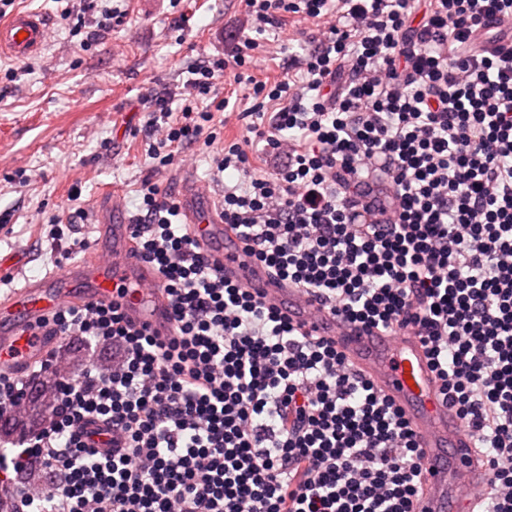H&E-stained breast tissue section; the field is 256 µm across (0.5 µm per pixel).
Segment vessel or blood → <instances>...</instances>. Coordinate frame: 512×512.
Returning a JSON list of instances; mask_svg holds the SVG:
<instances>
[{"label":"vessel or blood","instance_id":"obj_1","mask_svg":"<svg viewBox=\"0 0 512 512\" xmlns=\"http://www.w3.org/2000/svg\"><path fill=\"white\" fill-rule=\"evenodd\" d=\"M46 35L42 16L19 10L0 21V50L24 60L41 49ZM203 199V190L190 184L181 204L187 223L211 261L223 268L225 280L254 289L272 304L287 305L294 323L334 338L348 362L401 408L430 464L419 512H447L452 500L468 505L488 474L473 461L469 434L441 395L418 338L410 333L377 335L361 325L338 321L318 303L299 297L236 241L217 210L202 208ZM100 233V245L80 263L0 297V370L22 373L42 360L58 340L49 325L58 308L111 303L118 300L122 286L150 290L144 301L125 307L133 327H149L159 336L171 334L167 299L158 277L135 251L132 225L104 222Z\"/></svg>","mask_w":512,"mask_h":512}]
</instances>
